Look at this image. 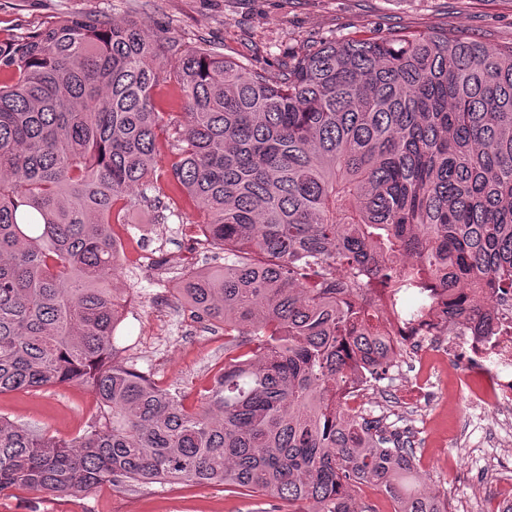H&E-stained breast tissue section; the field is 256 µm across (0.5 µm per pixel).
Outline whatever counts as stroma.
Wrapping results in <instances>:
<instances>
[{"label":"stroma","instance_id":"1","mask_svg":"<svg viewBox=\"0 0 512 512\" xmlns=\"http://www.w3.org/2000/svg\"><path fill=\"white\" fill-rule=\"evenodd\" d=\"M95 14L114 22L137 21L151 34L178 37L189 48L218 47L277 68L287 52L326 38L384 32L445 30L490 45L512 44V0H0V39L50 25L64 16ZM186 223L160 220L148 208L130 210L118 231L134 255L113 277L127 299L117 334L126 358L155 381L197 390L208 386L224 360V328L194 322L176 291L187 265L203 268L193 250L199 219L183 206ZM414 357L405 353L386 378L371 382L360 409L411 428L414 453L428 487L447 497L451 512H479L482 501L512 490V410L483 422L471 416L466 391L443 392L466 366L433 367V388L410 387ZM96 411L93 394L61 385L0 394V416L69 439ZM0 512H288L272 497H246L220 486L151 484L57 497L18 488L0 496Z\"/></svg>","mask_w":512,"mask_h":512}]
</instances>
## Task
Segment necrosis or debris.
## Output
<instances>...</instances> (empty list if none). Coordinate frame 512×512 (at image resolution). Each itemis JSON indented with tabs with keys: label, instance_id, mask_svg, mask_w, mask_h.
Returning <instances> with one entry per match:
<instances>
[{
	"label": "necrosis or debris",
	"instance_id": "obj_1",
	"mask_svg": "<svg viewBox=\"0 0 512 512\" xmlns=\"http://www.w3.org/2000/svg\"><path fill=\"white\" fill-rule=\"evenodd\" d=\"M482 300L494 322L492 331L487 333L474 322H445L442 310L437 307L428 309L422 319L405 320L397 315L383 288L376 285L367 293L368 303L386 312L377 326L380 334L393 341L395 354H402L428 338L447 337L448 342L442 348L422 355L416 384H423L432 363L449 362L458 348H465L471 370L485 376L493 385L492 390L472 400L474 409L485 416L512 408V299L489 296Z\"/></svg>",
	"mask_w": 512,
	"mask_h": 512
}]
</instances>
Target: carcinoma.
Masks as SVG:
<instances>
[{
    "label": "carcinoma",
    "instance_id": "1",
    "mask_svg": "<svg viewBox=\"0 0 512 512\" xmlns=\"http://www.w3.org/2000/svg\"><path fill=\"white\" fill-rule=\"evenodd\" d=\"M181 201L224 258L181 276L194 317L224 325L190 406L123 356L107 279L112 225L136 204L180 220ZM345 267L411 317L445 298V318L491 325L453 295L512 294V44L332 38L270 70L93 14L0 40V394L78 384L97 402L70 440L0 416V494L191 483L376 512L352 495L373 483L394 512H449L410 437L336 399L391 351Z\"/></svg>",
    "mask_w": 512,
    "mask_h": 512
}]
</instances>
